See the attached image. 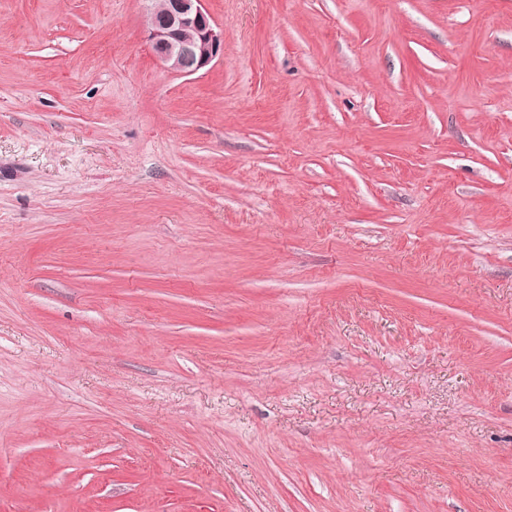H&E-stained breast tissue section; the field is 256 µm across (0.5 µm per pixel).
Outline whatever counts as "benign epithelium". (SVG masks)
I'll return each mask as SVG.
<instances>
[{
    "label": "benign epithelium",
    "instance_id": "1",
    "mask_svg": "<svg viewBox=\"0 0 512 512\" xmlns=\"http://www.w3.org/2000/svg\"><path fill=\"white\" fill-rule=\"evenodd\" d=\"M146 9L147 37L155 57L167 69L185 76L199 73L224 57V33L205 0H167L163 11Z\"/></svg>",
    "mask_w": 512,
    "mask_h": 512
}]
</instances>
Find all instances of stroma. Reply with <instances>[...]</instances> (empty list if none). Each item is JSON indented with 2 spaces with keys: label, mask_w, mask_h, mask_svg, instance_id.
Wrapping results in <instances>:
<instances>
[{
  "label": "stroma",
  "mask_w": 512,
  "mask_h": 512,
  "mask_svg": "<svg viewBox=\"0 0 512 512\" xmlns=\"http://www.w3.org/2000/svg\"><path fill=\"white\" fill-rule=\"evenodd\" d=\"M0 0V512H512V0ZM145 26L155 57L185 76L199 73L224 56V33L204 0H167L163 15L148 0Z\"/></svg>",
  "instance_id": "obj_1"
}]
</instances>
